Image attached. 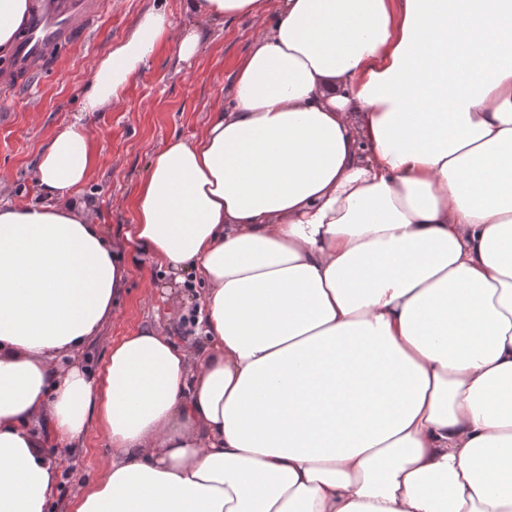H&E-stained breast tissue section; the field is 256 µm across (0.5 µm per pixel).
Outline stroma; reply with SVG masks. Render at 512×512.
Wrapping results in <instances>:
<instances>
[{"label":"stroma","mask_w":512,"mask_h":512,"mask_svg":"<svg viewBox=\"0 0 512 512\" xmlns=\"http://www.w3.org/2000/svg\"><path fill=\"white\" fill-rule=\"evenodd\" d=\"M94 19L82 23L76 39L51 49L49 75H20L0 89V201L21 204L38 193L37 161L50 137L72 123L89 131L95 168L78 191L89 201L108 234L124 236L134 223L133 200L150 157L169 141L192 139L212 112L231 101L237 63L260 32L252 19L200 21L206 37L198 54L180 61L175 46L155 53L136 73L119 105L97 112L81 105L95 65L123 40L139 18L163 4L175 27L189 25L181 0H105ZM119 317L90 340L82 364L98 370L112 342L138 325L167 328L174 284L167 272L151 263L132 267ZM109 449L97 432H89L81 448L63 466L71 478L61 484L51 512H69L74 497L97 479Z\"/></svg>","instance_id":"1"}]
</instances>
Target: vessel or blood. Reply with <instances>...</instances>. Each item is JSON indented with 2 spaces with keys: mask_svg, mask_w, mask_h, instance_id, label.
I'll list each match as a JSON object with an SVG mask.
<instances>
[{
  "mask_svg": "<svg viewBox=\"0 0 512 512\" xmlns=\"http://www.w3.org/2000/svg\"><path fill=\"white\" fill-rule=\"evenodd\" d=\"M101 4L102 0H33L26 31L11 58L12 71H34L46 49L73 41L77 20L95 16Z\"/></svg>",
  "mask_w": 512,
  "mask_h": 512,
  "instance_id": "1",
  "label": "vessel or blood"
}]
</instances>
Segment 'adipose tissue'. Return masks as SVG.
<instances>
[{
  "label": "adipose tissue",
  "mask_w": 512,
  "mask_h": 512,
  "mask_svg": "<svg viewBox=\"0 0 512 512\" xmlns=\"http://www.w3.org/2000/svg\"><path fill=\"white\" fill-rule=\"evenodd\" d=\"M30 0H0V56ZM259 20L229 109L157 151L115 241L78 123L0 204V512H49V446L112 449L72 512H512V0H183ZM163 8L95 69L121 101ZM145 260L207 285L78 364Z\"/></svg>",
  "instance_id": "adipose-tissue-1"
}]
</instances>
